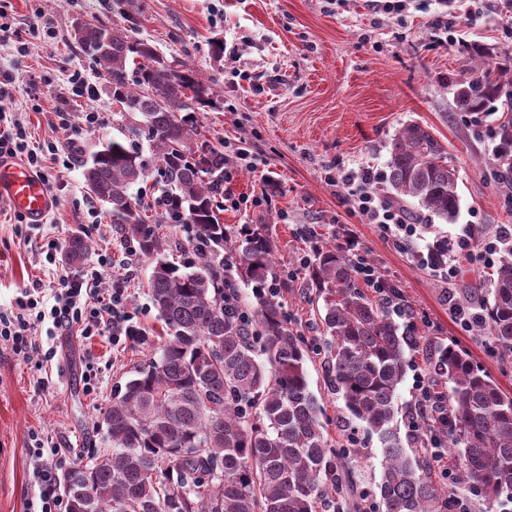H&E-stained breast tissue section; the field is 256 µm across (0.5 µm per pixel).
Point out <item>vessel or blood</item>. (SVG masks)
<instances>
[{
	"label": "vessel or blood",
	"mask_w": 512,
	"mask_h": 512,
	"mask_svg": "<svg viewBox=\"0 0 512 512\" xmlns=\"http://www.w3.org/2000/svg\"><path fill=\"white\" fill-rule=\"evenodd\" d=\"M25 216L39 221L51 210L53 201L41 181L25 166L0 161V193Z\"/></svg>",
	"instance_id": "1"
}]
</instances>
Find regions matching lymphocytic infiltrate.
<instances>
[{
    "label": "lymphocytic infiltrate",
    "instance_id": "f902f5d3",
    "mask_svg": "<svg viewBox=\"0 0 512 512\" xmlns=\"http://www.w3.org/2000/svg\"><path fill=\"white\" fill-rule=\"evenodd\" d=\"M13 79L0 74V159L21 161L48 192H55L61 174L75 168L83 151L79 133L71 132L67 113H59L58 127L63 137L31 146L25 125L15 112L7 109ZM382 176L370 168L350 170L335 178L342 185L354 210L369 223L378 225L383 235L396 238L401 244L412 242L417 233L416 223L406 213L392 206L375 190ZM500 240L493 237L481 245H474L470 234H462L454 242V260L442 269L441 276L454 280L459 260L475 258L491 267L500 257ZM114 260L111 253L99 254L95 262L79 272L59 276L52 287L36 284L21 289L14 297L10 312H0V344H6L13 354L29 357L44 351L46 358H54V345L64 332L78 330L83 339L107 338L113 346L127 347L144 341L146 328L135 322L128 309L129 292L126 277H113ZM111 280L109 290H102L104 280ZM45 327L44 339L34 335L36 327ZM29 452L38 490L28 499L26 512H67L60 492L59 472L64 462L56 444L48 436L31 432Z\"/></svg>",
    "mask_w": 512,
    "mask_h": 512
}]
</instances>
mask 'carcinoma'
<instances>
[{
	"label": "carcinoma",
	"mask_w": 512,
	"mask_h": 512,
	"mask_svg": "<svg viewBox=\"0 0 512 512\" xmlns=\"http://www.w3.org/2000/svg\"><path fill=\"white\" fill-rule=\"evenodd\" d=\"M74 40L105 73L112 102L129 121V135L112 139L82 162L85 186L153 269L148 288L165 336L156 360L135 370L112 398L103 425L110 448L79 457L63 478L69 509L80 512H368L351 472L325 436V410L310 392V348L270 291L276 279L275 243L259 224H223L215 196L224 183V148L200 136L197 112L212 88L189 65L178 69L149 45L119 29L85 22ZM457 107L470 113L512 112V59L482 61L456 84ZM489 161L495 177L512 182V117L493 131ZM155 164L143 158L142 142ZM388 201L404 210L415 201L452 222L460 210L458 175L448 150L429 128L403 127L389 144ZM155 168L167 206L156 224H188L209 253L194 263L169 259L165 237L151 224L131 189ZM318 242L306 275L322 300L327 382L342 397L346 424L377 436L384 471L379 502L385 512H451L452 491L433 478L425 458L405 445L438 436L460 478L487 508L512 498V396L469 353L452 344L429 346L436 393L448 401V421L428 419L417 437L394 425L398 386L409 337L355 283V261ZM448 238L430 259L448 265ZM89 242L75 236L64 258L82 259ZM238 257L239 280L251 288V320L224 309V291L237 292L224 273V253ZM479 331L491 336L501 362L512 358V240L493 267Z\"/></svg>",
	"instance_id": "carcinoma-1"
}]
</instances>
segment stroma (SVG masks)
<instances>
[{
  "instance_id": "1",
  "label": "stroma",
  "mask_w": 512,
  "mask_h": 512,
  "mask_svg": "<svg viewBox=\"0 0 512 512\" xmlns=\"http://www.w3.org/2000/svg\"><path fill=\"white\" fill-rule=\"evenodd\" d=\"M503 0H431L428 10L408 9L403 17L372 12L366 0H13L16 25L33 44L29 57H17L13 46H0V71L15 78L11 107L34 139L60 134L57 113H69L80 129L86 151L124 137L126 127L113 119L112 92L99 65L72 38L76 22L86 21L128 30L152 45L172 64L189 63L213 90L216 104L199 115L202 136L211 142L244 139L267 164L236 172L229 188L237 196L261 194L266 177L278 189L262 209L225 208V224L268 225L276 244L278 281H290L280 299L292 321L310 342L323 328L305 282L303 261L310 244L301 226L317 225L323 237L354 244L356 253L397 288L401 305L413 311L414 324L403 330L420 342H453L482 364L499 386L512 395V364L501 365L490 347L491 337L462 331L453 304L469 305L467 289L487 285L482 262L459 266L454 292H447L429 261L435 236L456 239L473 227L512 225V197L505 195L489 167L496 142L489 134L500 113L478 116L459 111L453 79L478 64L481 48L512 55V11ZM444 18L459 37L443 46L433 28ZM51 22L52 35L41 26ZM80 69L98 88L104 123L83 125L85 106L67 81ZM248 71L253 86L238 87L236 75ZM47 76L52 86L31 109L26 87L30 77ZM431 127L448 149L459 172L461 209L457 220L445 221L421 212L417 236L404 246L366 223L345 199L342 188L327 176L339 169L370 167L385 171L391 138L406 124ZM62 190L44 218L39 240L27 241L19 226L0 216V308H8L16 289L34 281L50 283L56 275L74 273L62 255L76 235L91 242L86 262L99 253H122L127 239L109 215L99 213L89 226L83 207L88 194L81 168L65 172ZM55 242L57 261L48 264L43 243ZM129 283L130 310L147 328L148 338L121 351L107 341H84L64 335L57 355L15 356L0 348V512H24L36 492L28 454L31 432L49 435L67 463L105 448L103 413L134 368L158 355L164 327L146 293L152 263L135 255ZM93 359L101 380L98 393L86 394L81 375ZM310 391L324 406L327 434L336 447H348L349 431L341 416L344 403L327 385L324 355L306 362ZM50 385H43L44 376ZM362 455L352 466L357 485L376 490L382 453L377 438L360 435Z\"/></svg>"
}]
</instances>
